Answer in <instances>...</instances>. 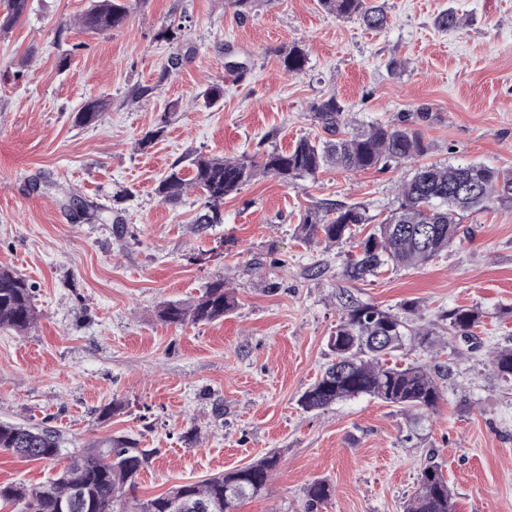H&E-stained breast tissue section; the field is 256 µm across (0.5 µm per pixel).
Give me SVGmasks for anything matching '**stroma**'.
I'll return each mask as SVG.
<instances>
[{
    "instance_id": "stroma-1",
    "label": "stroma",
    "mask_w": 512,
    "mask_h": 512,
    "mask_svg": "<svg viewBox=\"0 0 512 512\" xmlns=\"http://www.w3.org/2000/svg\"><path fill=\"white\" fill-rule=\"evenodd\" d=\"M385 28L341 19L318 0H138L102 34L77 27L91 0H29L0 32V267L33 289L37 319L0 329V421L48 426L67 453L126 435L154 455L135 495L201 481L276 452L261 496L237 512H303L307 486L332 484L318 512H403L428 457L455 512H512V380L488 347H512V200L465 216L432 261L348 283L350 243L308 241L305 209L359 204L373 221L396 205L416 161L279 182L260 176L224 199V221L195 224L197 193H155L199 154L262 158L331 134L312 106L336 97L352 126L405 122L425 162L512 169V0H379ZM455 10L458 28L437 16ZM180 27L177 41L159 36ZM304 68L284 71L292 46ZM223 98L205 107L211 84ZM108 109L90 126L85 101ZM152 143H144L147 134ZM223 281V321L167 325L165 301ZM398 309L414 304L433 350L403 363L449 367L435 409L403 413L361 396L316 411L299 404L332 355L339 289ZM478 308L485 348L468 351L441 314ZM120 411L102 417L104 407ZM67 463L0 450V483L36 484Z\"/></svg>"
}]
</instances>
